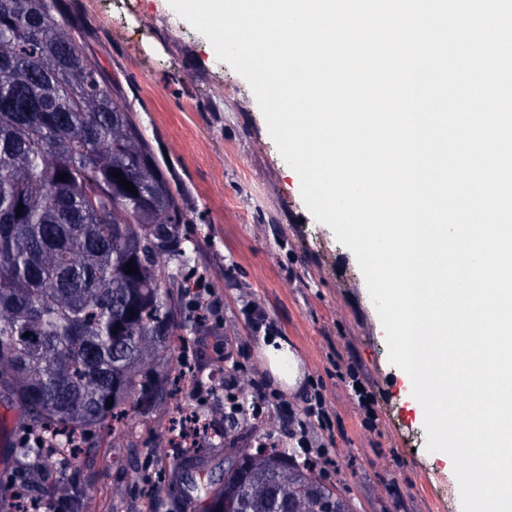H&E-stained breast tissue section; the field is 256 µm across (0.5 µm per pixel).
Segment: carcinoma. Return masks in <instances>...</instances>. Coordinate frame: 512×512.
<instances>
[{
  "mask_svg": "<svg viewBox=\"0 0 512 512\" xmlns=\"http://www.w3.org/2000/svg\"><path fill=\"white\" fill-rule=\"evenodd\" d=\"M79 29L60 0H0V397L43 441L21 449L17 467L42 476L53 445L69 443L68 428L83 442L133 413L154 433L178 359L172 338L207 327L197 316L176 320L156 264L161 253L178 271L187 266L184 192ZM103 140L111 142L105 153ZM129 261L136 272L127 274ZM209 428L201 443L176 453L148 502L178 493L181 457L224 448L234 463L224 465L218 487L209 472L187 480L206 506L180 498L177 512H272L276 495L288 512H355L313 462L266 444L258 426L236 431L216 419ZM95 469L85 455L48 506L71 497L83 471Z\"/></svg>",
  "mask_w": 512,
  "mask_h": 512,
  "instance_id": "carcinoma-1",
  "label": "carcinoma"
}]
</instances>
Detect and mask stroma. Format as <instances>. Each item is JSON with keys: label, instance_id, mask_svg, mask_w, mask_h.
I'll return each instance as SVG.
<instances>
[{"label": "stroma", "instance_id": "1", "mask_svg": "<svg viewBox=\"0 0 512 512\" xmlns=\"http://www.w3.org/2000/svg\"><path fill=\"white\" fill-rule=\"evenodd\" d=\"M66 2L84 21L89 54L185 189L190 265L224 304L218 335L247 340L253 367L267 373L265 334L252 332L243 314L255 300L293 344L306 377L323 378L335 413L329 482L357 512H462L452 461L426 449L424 410L408 375L388 360L355 256L308 210L246 80L169 0ZM350 362L374 396L378 430L363 426L336 377L337 365ZM165 439L161 430L138 434L132 451L113 448L110 435H91L98 467L85 491L97 497V512H112L117 486L145 512L146 482L162 467L152 445Z\"/></svg>", "mask_w": 512, "mask_h": 512}]
</instances>
